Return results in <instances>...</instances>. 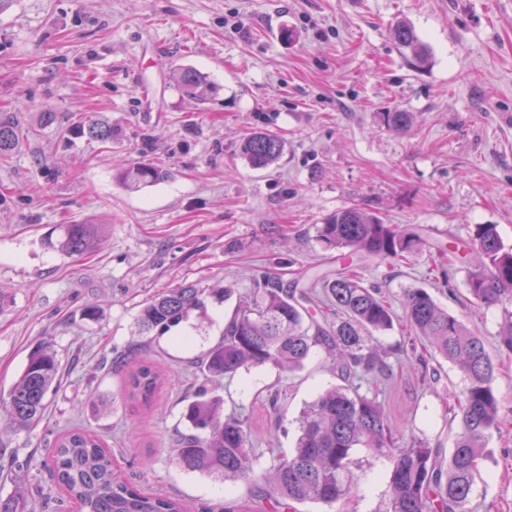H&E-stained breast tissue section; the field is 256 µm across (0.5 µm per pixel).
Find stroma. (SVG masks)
Returning <instances> with one entry per match:
<instances>
[{
	"label": "stroma",
	"instance_id": "1",
	"mask_svg": "<svg viewBox=\"0 0 512 512\" xmlns=\"http://www.w3.org/2000/svg\"><path fill=\"white\" fill-rule=\"evenodd\" d=\"M410 23L430 51L410 65L394 41ZM291 38H284V31ZM193 68L203 98L173 79ZM409 112L407 131L383 112ZM21 127L0 158V498L24 512H72L53 465L58 436L101 438L123 478L188 512H262L251 480L233 483L177 463L184 407L205 379L196 367L222 338L234 304L212 303L162 336L137 337L141 305L188 284L251 292L268 275L292 284L334 274L316 227L359 205L425 240L408 263L365 256L359 272L395 313L426 289L483 337L501 368L494 382L508 425L492 432L470 512H512V352L498 335L503 308L471 300L468 268L448 263L450 241L497 225L512 246V0H11L0 10V118ZM112 128L97 141L72 134L78 119ZM263 130L282 157L253 168L242 140ZM152 165L165 177L137 190L117 166ZM63 224H95L97 248L69 257L49 247ZM52 345L61 363L41 421L14 429L8 395L30 349ZM386 374L361 380L398 429L448 453L457 422L445 405L464 386L438 357L416 361L401 327L382 333ZM140 344L161 370L151 406L129 400L112 361ZM341 378L322 350L296 372L257 367L224 379L225 414L247 417L255 472L291 452L306 403ZM282 393L278 407L268 389ZM356 506L306 512H377L388 489L384 459L358 450Z\"/></svg>",
	"mask_w": 512,
	"mask_h": 512
}]
</instances>
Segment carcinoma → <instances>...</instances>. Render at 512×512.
Returning a JSON list of instances; mask_svg holds the SVG:
<instances>
[{"instance_id":"1","label":"carcinoma","mask_w":512,"mask_h":512,"mask_svg":"<svg viewBox=\"0 0 512 512\" xmlns=\"http://www.w3.org/2000/svg\"><path fill=\"white\" fill-rule=\"evenodd\" d=\"M394 40L409 50L412 64L423 68L428 51L414 28L399 22L392 29ZM178 86L188 96L204 93L206 79L183 68L175 73ZM381 120L396 132L412 122L409 112H384ZM74 132L106 141L112 129L90 120H79ZM20 129L13 120H0V156L13 151ZM281 138L256 131L241 144V154L254 168H264L282 156ZM116 178L123 185L141 188L163 178L154 166L122 168ZM56 248L68 255H84L98 243L93 224H63ZM318 240L326 250L343 252V259L362 252L396 263L415 255L422 239L413 232L398 231L376 214L350 206L336 211L317 227ZM467 249L477 264L467 280L472 299L484 306L512 305V248H505L494 224L475 225ZM322 284L327 301L311 310L313 288ZM233 289L197 284L173 288L152 298L139 310L138 335L161 336L187 320L204 315L211 301L222 303ZM409 331L429 344L434 353L455 365L465 385L457 407L459 429L443 467L439 450L417 439L407 446L397 444L396 430L382 405L359 392L352 380L386 370L378 350V334L393 328L396 314L377 290L363 284L352 269L336 276L313 279L308 287L285 286L263 277L255 282L254 295L239 300L224 323L223 338L202 357L209 381L232 377L240 370L272 366L291 373L300 369L314 348H322L340 369L346 384L318 394L297 418L295 448L276 456L268 468L272 489L258 487L267 512H299L296 505L321 503L332 506L354 501L359 489L352 476L357 464L354 451L363 448L390 462L388 499L383 512H469L475 474L485 455L490 434L500 430L505 419L493 389L498 371L482 339L468 326L440 307L431 295L418 288L407 291L403 302ZM129 357L116 360L126 371L128 397L144 405L158 393L159 369L151 363L128 367ZM56 352L40 343L29 352L19 380L9 392L8 413L17 429H26L40 419L45 399L59 372ZM185 418L191 432L181 436L176 449L181 468L221 478L224 481L254 476V449L250 432L240 417L224 415V399L206 386L187 406ZM58 481L66 494L83 505V512H183L181 504L162 494H147L128 483L115 470L112 454L95 436L71 430L54 444Z\"/></svg>"}]
</instances>
